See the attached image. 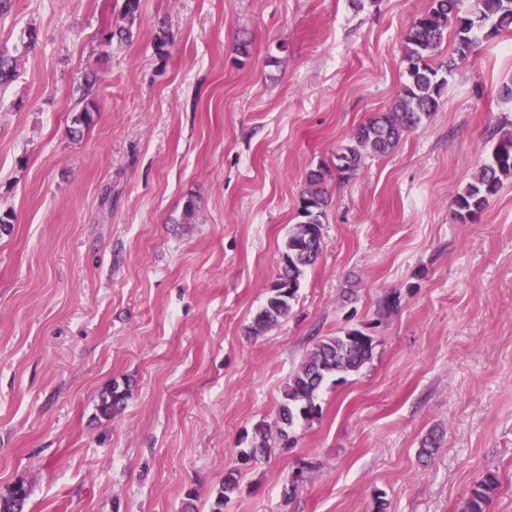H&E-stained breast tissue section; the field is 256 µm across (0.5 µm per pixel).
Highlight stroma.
Here are the masks:
<instances>
[{"instance_id":"stroma-1","label":"stroma","mask_w":512,"mask_h":512,"mask_svg":"<svg viewBox=\"0 0 512 512\" xmlns=\"http://www.w3.org/2000/svg\"><path fill=\"white\" fill-rule=\"evenodd\" d=\"M430 4L140 0L132 38L108 42L122 0H12L0 495L24 483L26 512H208L235 467L224 512H461L492 472L490 512H512V181L474 220L453 214L512 129L498 95L512 33L480 42L394 150L329 181L323 248L291 311L245 332L308 172L392 107L406 31ZM90 101L93 124L71 135ZM350 329L372 336V361L323 386L291 448L239 466L313 344ZM115 380L130 393L108 420L96 405ZM432 432L438 450L419 457Z\"/></svg>"}]
</instances>
